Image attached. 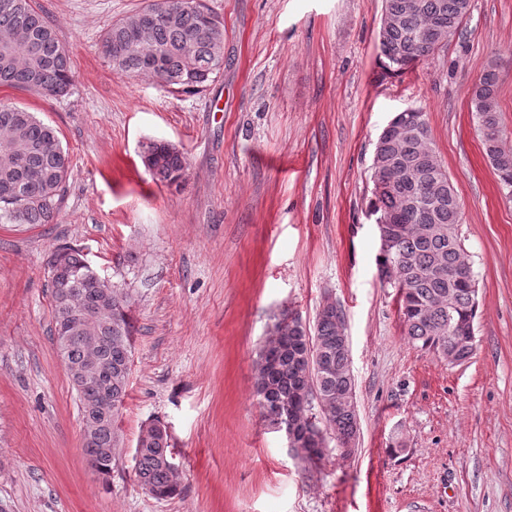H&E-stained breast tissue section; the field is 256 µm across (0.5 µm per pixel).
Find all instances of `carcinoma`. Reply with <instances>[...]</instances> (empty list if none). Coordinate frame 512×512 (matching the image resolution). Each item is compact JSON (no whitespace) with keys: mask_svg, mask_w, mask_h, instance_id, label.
Returning <instances> with one entry per match:
<instances>
[{"mask_svg":"<svg viewBox=\"0 0 512 512\" xmlns=\"http://www.w3.org/2000/svg\"><path fill=\"white\" fill-rule=\"evenodd\" d=\"M470 9L471 0H384L383 16L390 23L379 30L377 51L385 73L412 72L446 47ZM102 50L120 74L147 76L178 92H200L224 69V21L203 0H145L105 30ZM156 57L158 69L150 65ZM72 80L69 50L49 15L32 0H0V87L50 99L67 94ZM470 105L485 155L501 184L512 190V147L500 124L495 67L474 84ZM142 158L161 184L185 179L186 156L169 142L146 144ZM69 168L54 126L0 104V224L53 223L67 192ZM371 181V214L389 219L385 236L379 237V278L397 289L409 343L451 364L467 360L474 346L476 280L458 235L461 204L432 148L423 110L398 112L383 129ZM47 286L54 327L72 309L99 308L103 314L93 346L83 328L72 326L67 360L79 366L98 362L102 384L77 394L80 415L95 421L94 440L83 452L99 474L108 476L112 461L104 449L115 446L130 375L128 295L97 277L83 250L68 243L50 256ZM255 390L263 419L286 403L288 419L298 428H328L340 448L355 443V380L345 316L335 299L324 297L311 328L293 313L281 315L260 351ZM165 432L158 421L146 425L134 455L140 486L158 499L179 494ZM293 456L314 462L322 454L300 436Z\"/></svg>","mask_w":512,"mask_h":512,"instance_id":"obj_1","label":"carcinoma"}]
</instances>
